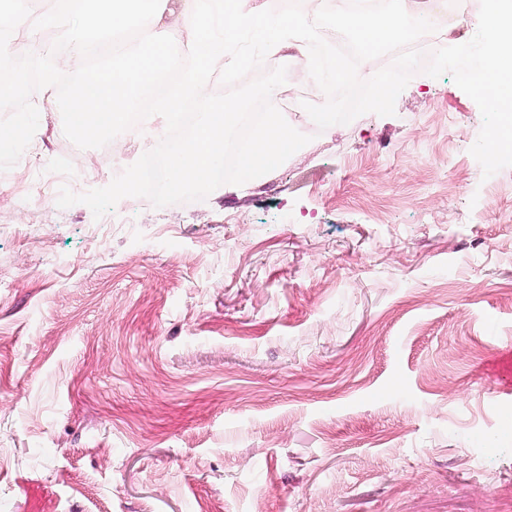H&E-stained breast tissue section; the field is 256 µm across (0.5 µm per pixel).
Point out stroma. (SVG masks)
I'll return each instance as SVG.
<instances>
[{"label": "stroma", "instance_id": "obj_1", "mask_svg": "<svg viewBox=\"0 0 512 512\" xmlns=\"http://www.w3.org/2000/svg\"><path fill=\"white\" fill-rule=\"evenodd\" d=\"M31 101L0 171V512H512V167L484 177L451 74L301 126L246 191L99 221L60 187L157 138L81 149Z\"/></svg>", "mask_w": 512, "mask_h": 512}]
</instances>
